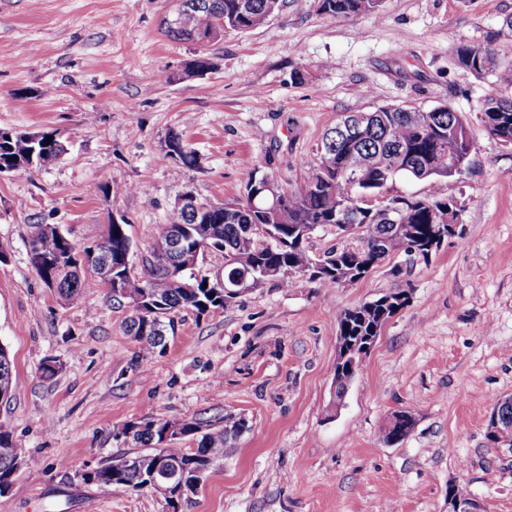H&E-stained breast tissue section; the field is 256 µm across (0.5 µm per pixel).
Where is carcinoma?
<instances>
[{
	"instance_id": "carcinoma-1",
	"label": "carcinoma",
	"mask_w": 512,
	"mask_h": 512,
	"mask_svg": "<svg viewBox=\"0 0 512 512\" xmlns=\"http://www.w3.org/2000/svg\"><path fill=\"white\" fill-rule=\"evenodd\" d=\"M270 0H203V5L191 16L195 28L207 29L215 20L214 6L224 9V20L232 23L230 29L244 32L258 29L270 19ZM382 0H322L320 12L328 17L376 13ZM456 56L461 67L483 75L495 72L500 82L512 85V66L498 64L496 54L485 45H461ZM374 123L361 137H344L331 128L324 134L318 155H330L331 168L326 179L308 191L303 187L287 185L284 192L287 204L280 218L267 211L261 198L251 195L232 204L206 213L217 240L224 244V260L228 264L224 275L237 268L250 269L257 282L266 278L265 271L273 269L285 274L292 270L297 273L308 268L313 256L307 249V230L312 225H333L339 223L340 205L351 206L356 223L365 227L360 239V250L355 252L344 247L325 253L332 261L331 268L341 263L348 268L365 265L374 268L390 255L404 253L408 256H428L427 248L431 235V211L448 206L446 198H403L400 203V223L383 224L378 221L372 209L360 200L364 195L382 193L387 185L399 176L418 180L437 181L461 174L469 163L472 144L464 141L456 146L461 167L456 171L448 169V128L459 121L460 112L448 111L443 105L429 113V123L420 124L414 113L403 106H383L373 110ZM494 121V132L501 139L512 143V99H502L497 109L486 112ZM17 134L0 129V169L16 175L28 170L26 165L13 162L11 145ZM389 152V162L383 163V152ZM193 212H174L168 223L159 225L157 238H168L175 228L183 227L179 248L167 257L153 256L147 272L125 274L123 262L128 247L132 245L124 224H109L104 233L94 242L96 259L110 262L113 275L121 281L120 294H110L112 301L122 305L132 299H141L143 311L131 312L126 322L127 332L137 337L141 346L152 352L165 347L166 335L175 330L174 316L183 310L203 313L210 308H224V289L207 278L198 279L189 270L179 271L185 265L184 255L197 246L194 235L189 233L196 224ZM249 224H268L273 231L271 244L256 251V244L246 233ZM31 263L42 282L55 281L60 297L69 304H77L89 288L102 285L97 268H83L69 264L71 239L56 235L54 227L38 224L28 242ZM178 272L177 279L187 278L190 287L181 288L175 284L170 271ZM159 300L160 310L169 317L156 319L151 316L149 303ZM407 297L395 294L393 304L375 305L373 314L362 317L358 308L343 311L344 318L339 327L348 330L354 338L371 335V325L376 319L391 317L404 307ZM0 389L12 391V365L7 350L0 345ZM500 425H488L487 437L503 447L512 448V401L495 406ZM169 420L155 418L126 425L124 434H132L130 440L138 451L108 459L83 474V479L108 493L114 487L133 491L147 490L164 501L172 512H181L182 500L196 492L200 472L210 473L213 467L224 460V449L231 446L245 427L237 420V429L229 433L225 427H215L196 421L183 423V434L195 439L194 448H177L162 437ZM411 420L405 415L392 427H386L383 441L393 444L401 440L410 428ZM160 456L179 465L180 475L186 486L183 498L173 499L167 486L161 482L148 484L147 473L142 463ZM26 449L13 442L10 431L0 424V495L7 493L17 473L16 465L27 464Z\"/></svg>"
}]
</instances>
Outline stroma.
Masks as SVG:
<instances>
[{
    "label": "stroma",
    "mask_w": 512,
    "mask_h": 512,
    "mask_svg": "<svg viewBox=\"0 0 512 512\" xmlns=\"http://www.w3.org/2000/svg\"><path fill=\"white\" fill-rule=\"evenodd\" d=\"M174 7L0 0V128L51 132L65 147L24 175H0V345L13 363L0 424L32 458L0 512H164L150 492L104 494L82 474L132 452L129 422L228 416L247 428L182 512H449L452 485L483 512H512V450L487 438L497 401L512 397V145L480 115L512 86L456 57L483 44L512 64V0H383L378 13L335 18L314 0H282L264 26L207 44L212 73L181 80L198 47L166 35ZM406 104L452 106L473 143L461 175L399 177L385 190L463 203L455 234L428 257L393 255L332 288L301 275L287 288L263 281L227 308L181 312L151 354L106 289L68 305L31 264L35 225L83 246L116 215L146 272L184 192L236 203L257 169L300 185L341 115ZM172 133L196 166L166 156ZM392 293L406 305L337 396L341 312ZM47 357L62 364L51 380L40 376ZM401 411L411 426L385 443Z\"/></svg>",
    "instance_id": "35a3bbf8"
}]
</instances>
